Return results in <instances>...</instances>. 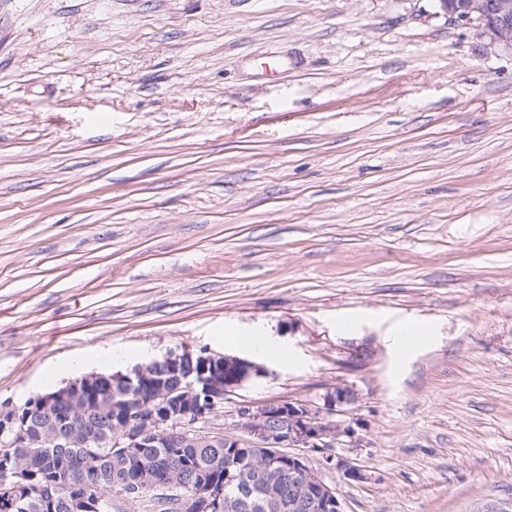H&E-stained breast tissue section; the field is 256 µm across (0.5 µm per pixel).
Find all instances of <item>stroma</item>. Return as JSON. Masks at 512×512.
<instances>
[{"label":"stroma","mask_w":512,"mask_h":512,"mask_svg":"<svg viewBox=\"0 0 512 512\" xmlns=\"http://www.w3.org/2000/svg\"><path fill=\"white\" fill-rule=\"evenodd\" d=\"M109 348L263 366L228 433L352 389L346 512L511 497L512 55L439 0H0V404Z\"/></svg>","instance_id":"1"}]
</instances>
